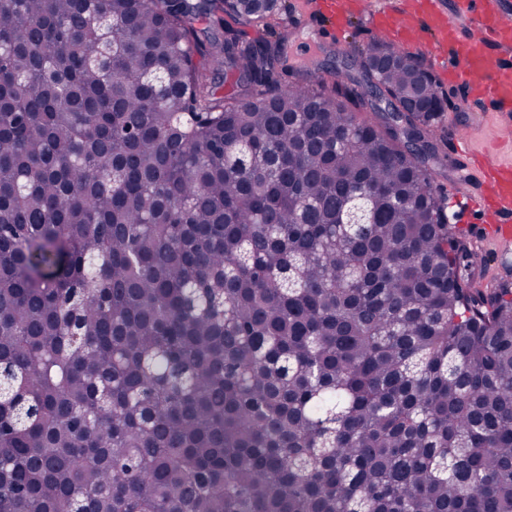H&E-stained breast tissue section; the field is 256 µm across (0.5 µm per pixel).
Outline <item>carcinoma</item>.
I'll return each mask as SVG.
<instances>
[{"instance_id": "cac0c4a2", "label": "carcinoma", "mask_w": 512, "mask_h": 512, "mask_svg": "<svg viewBox=\"0 0 512 512\" xmlns=\"http://www.w3.org/2000/svg\"><path fill=\"white\" fill-rule=\"evenodd\" d=\"M217 3L271 14L0 0V512H512V289L405 145L446 96Z\"/></svg>"}]
</instances>
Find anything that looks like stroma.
Listing matches in <instances>:
<instances>
[{"mask_svg":"<svg viewBox=\"0 0 512 512\" xmlns=\"http://www.w3.org/2000/svg\"><path fill=\"white\" fill-rule=\"evenodd\" d=\"M309 2L278 0V10L270 26L246 23L242 29L251 38L288 31L291 62L319 61L328 78L326 89L331 92L335 89L332 76L336 69L347 68L351 77L361 78V71L350 65L352 56L365 50L373 40L376 13L400 8L402 0H369L368 11L354 16L339 33L323 32L321 22L307 21ZM436 84L449 96L448 109L438 120V150L426 155L425 165L447 199L445 213L452 232L466 238L472 246V276L485 288L512 286V244L504 245L490 237L482 215L470 211L460 201L456 173L451 164V136L455 133L466 136L476 154L502 166L512 163V143L502 142V121L496 112L476 107L459 86L448 84L445 79H437Z\"/></svg>","mask_w":512,"mask_h":512,"instance_id":"35a3bbf8","label":"stroma"}]
</instances>
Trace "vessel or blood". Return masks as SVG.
Returning <instances> with one entry per match:
<instances>
[{"label":"vessel or blood","instance_id":"1","mask_svg":"<svg viewBox=\"0 0 512 512\" xmlns=\"http://www.w3.org/2000/svg\"><path fill=\"white\" fill-rule=\"evenodd\" d=\"M364 8V0H313L312 13L340 28ZM376 27L387 42L405 48L417 46L419 31H429L445 50L436 62L440 72L466 86L474 100L512 116V65L499 59L512 53V0H409L398 13L378 14ZM472 206L493 212L497 238L511 241L512 168L483 182Z\"/></svg>","mask_w":512,"mask_h":512}]
</instances>
